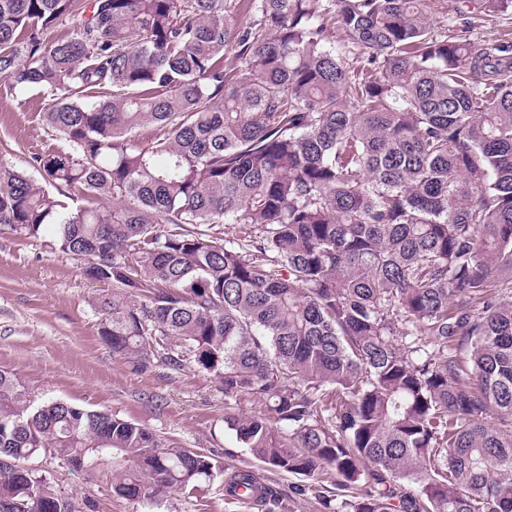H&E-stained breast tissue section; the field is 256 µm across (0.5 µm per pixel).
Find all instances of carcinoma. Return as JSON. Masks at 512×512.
Returning a JSON list of instances; mask_svg holds the SVG:
<instances>
[{
    "instance_id": "cac0c4a2",
    "label": "carcinoma",
    "mask_w": 512,
    "mask_h": 512,
    "mask_svg": "<svg viewBox=\"0 0 512 512\" xmlns=\"http://www.w3.org/2000/svg\"><path fill=\"white\" fill-rule=\"evenodd\" d=\"M430 2L0 0V74L43 93L67 144L35 157L54 194L0 167V233L58 225L111 287L112 353L263 401L224 423L280 472L334 471L326 512H512V438L490 423L512 416V42L439 31ZM47 455L132 501L224 476L213 449L35 406L0 370V512H96L30 468ZM224 496L274 493L240 469Z\"/></svg>"
}]
</instances>
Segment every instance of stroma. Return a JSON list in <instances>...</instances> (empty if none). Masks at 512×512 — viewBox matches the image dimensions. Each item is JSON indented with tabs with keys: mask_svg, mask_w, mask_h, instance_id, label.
<instances>
[{
	"mask_svg": "<svg viewBox=\"0 0 512 512\" xmlns=\"http://www.w3.org/2000/svg\"><path fill=\"white\" fill-rule=\"evenodd\" d=\"M38 91L11 88L0 74V165L37 176L35 156L65 149L48 128ZM86 262L59 251L57 231L40 238L0 235V370L19 376L35 402L63 400L108 410L152 431L167 448L218 450L225 472L255 471L280 498L275 512H321L314 490L300 477L255 460L224 423V392L207 375L186 368L138 372L100 339L93 300L102 284L85 273ZM47 478L69 494L88 496L100 512H258L225 500L222 481L199 495L170 493L158 503L112 495L100 475L53 460Z\"/></svg>",
	"mask_w": 512,
	"mask_h": 512,
	"instance_id": "1",
	"label": "stroma"
}]
</instances>
